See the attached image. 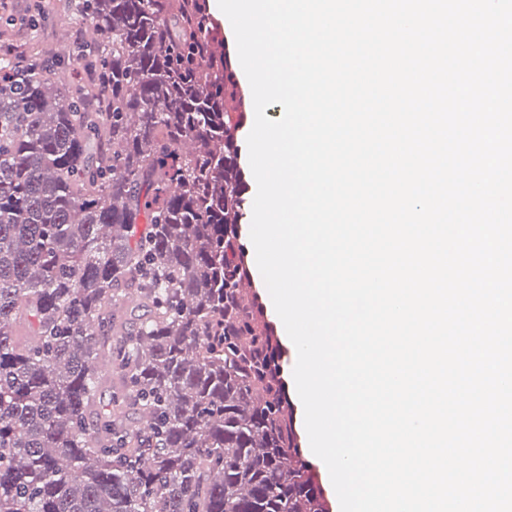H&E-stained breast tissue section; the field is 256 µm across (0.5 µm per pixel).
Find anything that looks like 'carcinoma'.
<instances>
[{"instance_id": "obj_1", "label": "carcinoma", "mask_w": 512, "mask_h": 512, "mask_svg": "<svg viewBox=\"0 0 512 512\" xmlns=\"http://www.w3.org/2000/svg\"><path fill=\"white\" fill-rule=\"evenodd\" d=\"M63 13L97 38L0 55V512H329L227 238L224 41L196 0Z\"/></svg>"}]
</instances>
